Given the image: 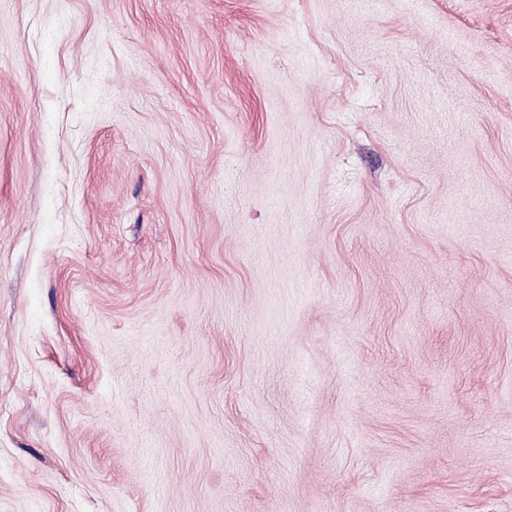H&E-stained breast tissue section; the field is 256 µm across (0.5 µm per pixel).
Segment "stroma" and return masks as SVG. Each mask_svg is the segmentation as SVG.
I'll return each instance as SVG.
<instances>
[{"label":"stroma","instance_id":"35a3bbf8","mask_svg":"<svg viewBox=\"0 0 512 512\" xmlns=\"http://www.w3.org/2000/svg\"><path fill=\"white\" fill-rule=\"evenodd\" d=\"M0 512H512V0H0Z\"/></svg>","mask_w":512,"mask_h":512}]
</instances>
